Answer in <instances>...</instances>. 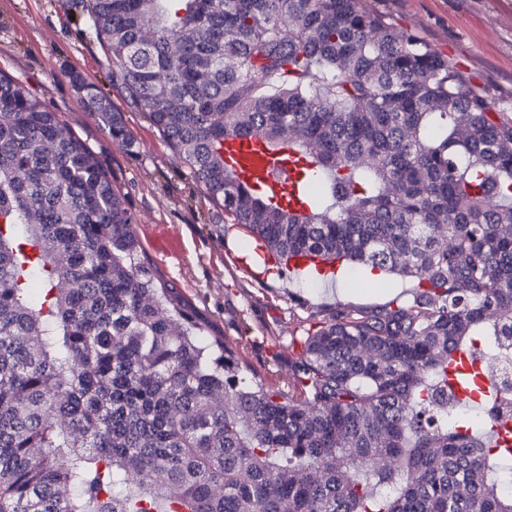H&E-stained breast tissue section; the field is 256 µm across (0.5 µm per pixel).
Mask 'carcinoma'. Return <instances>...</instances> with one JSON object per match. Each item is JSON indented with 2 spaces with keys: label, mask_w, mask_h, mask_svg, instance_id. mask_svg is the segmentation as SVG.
Returning a JSON list of instances; mask_svg holds the SVG:
<instances>
[{
  "label": "carcinoma",
  "mask_w": 512,
  "mask_h": 512,
  "mask_svg": "<svg viewBox=\"0 0 512 512\" xmlns=\"http://www.w3.org/2000/svg\"><path fill=\"white\" fill-rule=\"evenodd\" d=\"M84 21L275 259L418 289L306 336L297 394L266 387L145 262L87 146L0 76V512H512V415L448 379L465 352L479 391L480 344L512 342V115L364 0H87ZM230 139L291 161L301 209L234 177Z\"/></svg>",
  "instance_id": "1"
}]
</instances>
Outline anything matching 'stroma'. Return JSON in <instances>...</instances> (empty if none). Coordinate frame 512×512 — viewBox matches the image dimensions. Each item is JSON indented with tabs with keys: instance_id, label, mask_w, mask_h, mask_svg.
Returning a JSON list of instances; mask_svg holds the SVG:
<instances>
[{
	"instance_id": "obj_1",
	"label": "stroma",
	"mask_w": 512,
	"mask_h": 512,
	"mask_svg": "<svg viewBox=\"0 0 512 512\" xmlns=\"http://www.w3.org/2000/svg\"><path fill=\"white\" fill-rule=\"evenodd\" d=\"M398 31L416 35L512 113V0H366ZM80 0H0V75L37 95L87 146L120 190L144 258L205 321V333L244 339V361L280 389L302 338L342 309L379 310L416 281L367 270L336 283L243 270L248 232L208 198L190 168L112 83V62L84 32ZM95 85L135 141L113 143L78 88Z\"/></svg>"
}]
</instances>
